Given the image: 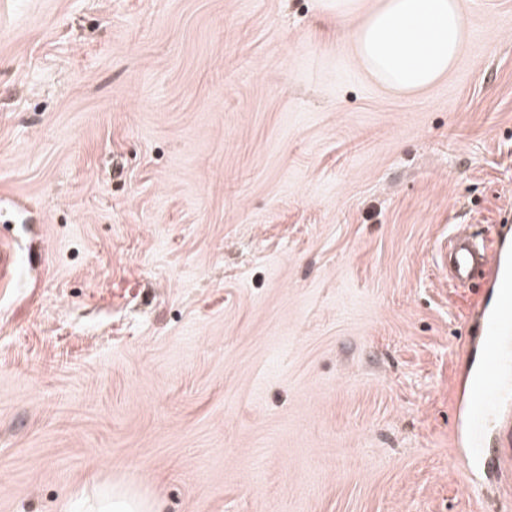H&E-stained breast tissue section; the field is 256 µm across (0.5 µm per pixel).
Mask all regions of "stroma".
Segmentation results:
<instances>
[{
  "label": "stroma",
  "mask_w": 512,
  "mask_h": 512,
  "mask_svg": "<svg viewBox=\"0 0 512 512\" xmlns=\"http://www.w3.org/2000/svg\"><path fill=\"white\" fill-rule=\"evenodd\" d=\"M323 0H0V512H502L455 385L512 226V0L418 94ZM94 497V509H89V511L158 512L155 503L132 487L112 486V496L97 495Z\"/></svg>",
  "instance_id": "35a3bbf8"
}]
</instances>
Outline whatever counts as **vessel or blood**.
<instances>
[{
  "label": "vessel or blood",
  "mask_w": 512,
  "mask_h": 512,
  "mask_svg": "<svg viewBox=\"0 0 512 512\" xmlns=\"http://www.w3.org/2000/svg\"><path fill=\"white\" fill-rule=\"evenodd\" d=\"M486 272L494 295L482 309L479 340L471 351V365L460 381L456 401L457 423L464 428L466 445L475 465L484 444L485 425L499 409L506 390L512 389V236L500 235L494 248L480 247L457 236L448 238V279L467 284L477 272ZM499 447L489 463L495 470L512 464V427H504Z\"/></svg>",
  "instance_id": "b4317fda"
}]
</instances>
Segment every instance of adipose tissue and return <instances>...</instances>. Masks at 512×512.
Here are the masks:
<instances>
[{"label": "adipose tissue", "instance_id": "obj_1", "mask_svg": "<svg viewBox=\"0 0 512 512\" xmlns=\"http://www.w3.org/2000/svg\"><path fill=\"white\" fill-rule=\"evenodd\" d=\"M324 8L358 17L353 47L360 64L398 92L426 90L448 75L467 38L460 0H379L363 15L355 0H325Z\"/></svg>", "mask_w": 512, "mask_h": 512}]
</instances>
